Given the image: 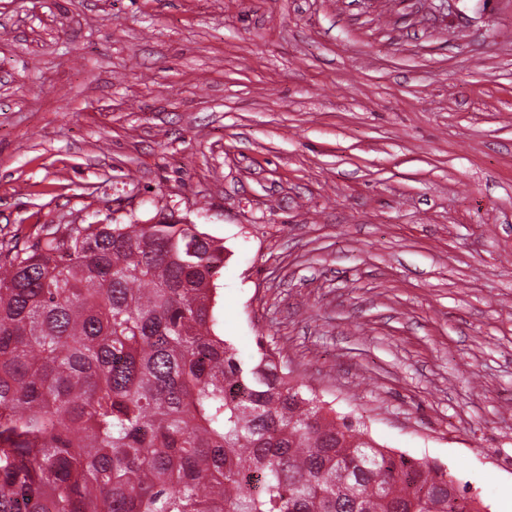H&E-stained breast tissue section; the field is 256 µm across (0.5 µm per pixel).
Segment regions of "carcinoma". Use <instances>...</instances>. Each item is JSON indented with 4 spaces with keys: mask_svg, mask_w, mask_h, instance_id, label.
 I'll use <instances>...</instances> for the list:
<instances>
[{
    "mask_svg": "<svg viewBox=\"0 0 512 512\" xmlns=\"http://www.w3.org/2000/svg\"><path fill=\"white\" fill-rule=\"evenodd\" d=\"M224 244L86 224L0 250V512H479L219 332Z\"/></svg>",
    "mask_w": 512,
    "mask_h": 512,
    "instance_id": "obj_1",
    "label": "carcinoma"
}]
</instances>
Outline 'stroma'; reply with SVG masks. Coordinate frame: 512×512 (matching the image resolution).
I'll list each match as a JSON object with an SVG mask.
<instances>
[{"instance_id": "stroma-1", "label": "stroma", "mask_w": 512, "mask_h": 512, "mask_svg": "<svg viewBox=\"0 0 512 512\" xmlns=\"http://www.w3.org/2000/svg\"><path fill=\"white\" fill-rule=\"evenodd\" d=\"M159 214L240 358L512 512V0H0V242Z\"/></svg>"}]
</instances>
